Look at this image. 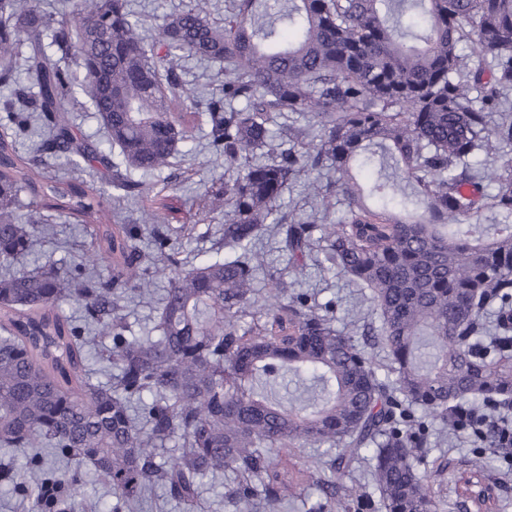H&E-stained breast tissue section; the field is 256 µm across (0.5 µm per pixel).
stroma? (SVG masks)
<instances>
[{"label": "stroma", "instance_id": "35a3bbf8", "mask_svg": "<svg viewBox=\"0 0 512 512\" xmlns=\"http://www.w3.org/2000/svg\"><path fill=\"white\" fill-rule=\"evenodd\" d=\"M188 155L177 156L161 175H146L142 181L149 192H162L166 209L161 219L173 230L172 239L185 261L197 263L207 259L216 248L222 222L220 215L208 214L200 206L205 192L224 183V168L213 161L212 150L204 132H194L187 142ZM50 222L53 231L41 248V261L61 260L67 264L80 262L90 238L83 225L55 215ZM302 278V290L316 293L319 302H333L336 325L353 336H361L364 328L375 323L369 292L347 277L324 271L317 266L320 251H313ZM426 464H439L440 472L432 481L433 490L443 504L442 512H469L467 501L456 484L458 477L471 468L475 455L485 460L483 476L493 489L495 512H512V461L493 449H476L468 436L441 433L437 446L421 449Z\"/></svg>", "mask_w": 512, "mask_h": 512}]
</instances>
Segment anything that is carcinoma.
I'll return each mask as SVG.
<instances>
[{
	"mask_svg": "<svg viewBox=\"0 0 512 512\" xmlns=\"http://www.w3.org/2000/svg\"><path fill=\"white\" fill-rule=\"evenodd\" d=\"M276 3L224 0L218 24L212 0H187L154 37L128 0H70L71 19L57 24L33 0H0L10 90L0 98V264L48 234L45 210L91 237L73 267L0 273V485L28 512H102L97 499L77 500L88 481L110 490L111 512H137L156 489L196 512L202 480L225 473L235 512H280L310 486L312 512H348L364 494L342 479L362 460L384 512H438L421 469L430 426L457 431V405L509 423L512 223L464 220L512 219V158L474 166L512 145V0ZM187 57L223 65L218 92L182 85ZM78 93L125 170L75 131L67 104ZM201 112L214 155L234 168L210 200L228 255L185 270L158 197L141 204L139 223L109 224L84 182L53 184L19 150L36 116L37 153L76 171L95 162L110 173L97 192L142 200L131 173L167 167ZM290 113L311 125L286 124ZM374 162L373 205L353 168ZM310 171L343 197L340 223L321 236L324 260L369 289L382 364L336 327L332 305L295 291L317 216L336 206L309 180L317 214L277 215L288 183ZM23 193L35 208L18 218ZM271 217L293 279L270 275L260 298L252 246ZM159 278L168 286L153 326L136 336L124 301ZM93 334L110 339L100 350L108 384L89 377ZM173 439L175 454L159 459ZM322 445L326 457L294 461L296 447Z\"/></svg>",
	"mask_w": 512,
	"mask_h": 512,
	"instance_id": "carcinoma-1",
	"label": "carcinoma"
}]
</instances>
